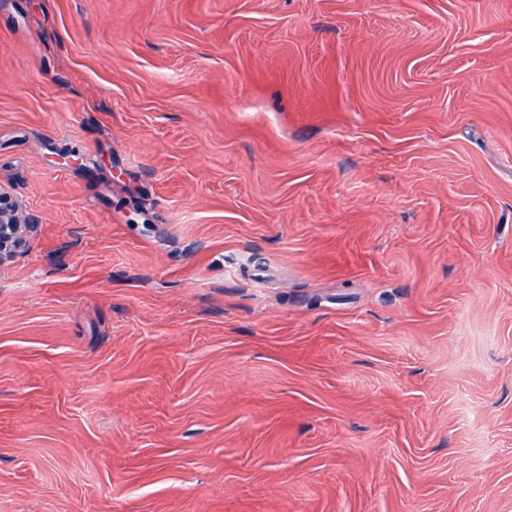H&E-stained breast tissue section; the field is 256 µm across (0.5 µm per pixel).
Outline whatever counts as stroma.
<instances>
[{"label": "stroma", "instance_id": "obj_1", "mask_svg": "<svg viewBox=\"0 0 512 512\" xmlns=\"http://www.w3.org/2000/svg\"><path fill=\"white\" fill-rule=\"evenodd\" d=\"M0 512H512V0H0ZM34 226L32 220L22 216L10 192L0 186V253L4 240L14 241L16 249L20 248Z\"/></svg>", "mask_w": 512, "mask_h": 512}]
</instances>
